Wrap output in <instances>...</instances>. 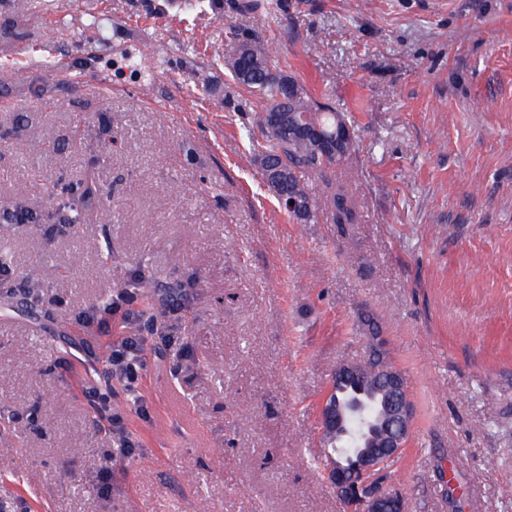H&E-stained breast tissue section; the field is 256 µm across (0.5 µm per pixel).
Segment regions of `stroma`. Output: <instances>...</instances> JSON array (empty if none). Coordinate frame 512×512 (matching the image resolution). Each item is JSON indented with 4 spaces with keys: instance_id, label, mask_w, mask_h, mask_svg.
Listing matches in <instances>:
<instances>
[{
    "instance_id": "obj_1",
    "label": "stroma",
    "mask_w": 512,
    "mask_h": 512,
    "mask_svg": "<svg viewBox=\"0 0 512 512\" xmlns=\"http://www.w3.org/2000/svg\"><path fill=\"white\" fill-rule=\"evenodd\" d=\"M238 2L0 0V206L82 212L4 244L0 512H343L313 464L364 311L415 407L394 465L410 512H448L452 482L464 512H512V0ZM234 24L349 118L354 236L289 221L253 165L261 105L212 63ZM137 273L135 310L189 298L147 342L148 417L112 385L143 454L106 494L69 314Z\"/></svg>"
}]
</instances>
